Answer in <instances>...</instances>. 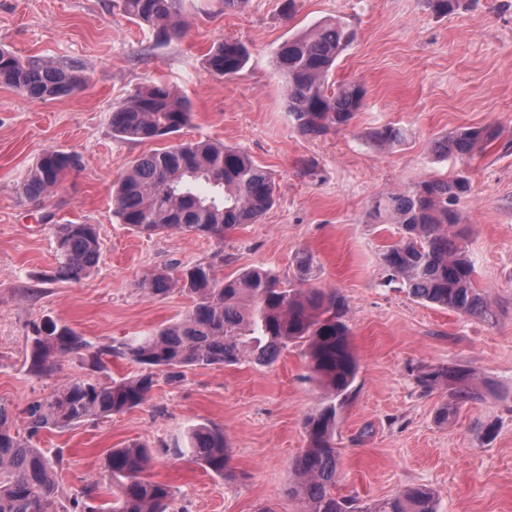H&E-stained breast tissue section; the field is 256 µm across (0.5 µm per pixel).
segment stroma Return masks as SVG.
Returning a JSON list of instances; mask_svg holds the SVG:
<instances>
[{"label": "stroma", "mask_w": 512, "mask_h": 512, "mask_svg": "<svg viewBox=\"0 0 512 512\" xmlns=\"http://www.w3.org/2000/svg\"><path fill=\"white\" fill-rule=\"evenodd\" d=\"M282 2L247 0L225 14L218 0H185V35L161 43L118 0H0V47L22 59L71 60L87 76L80 90L45 101L0 85V404L22 431L30 404L90 374L88 351L62 357L52 375L30 372L35 324L53 320L88 350L103 348L193 306L178 289L148 294L143 283L156 273L209 262L224 274L260 268L291 281L306 253L309 286L348 304L359 364L336 428L337 495L371 503L422 486L440 512H512V0H457L446 14L426 0H296L290 16ZM326 21L354 33L332 82H359L366 96L346 128L306 135L288 115L276 53ZM228 38L243 42L250 58L237 76L217 78L206 55ZM150 81L192 102L193 120L172 142L217 140L271 172L275 202L256 223L219 240L147 235L120 222L112 182L152 145L113 136L110 115ZM387 125L403 137L381 149L370 133ZM486 125L500 136L468 164L434 156L439 137ZM48 149L77 154L78 167L49 197L20 199L19 178ZM304 161L313 174L301 173ZM458 173L470 183L457 205L461 244L495 313L489 322L382 283L380 258L399 230L372 223V201ZM68 223L94 225L101 244L94 273L78 283L49 278L54 227ZM436 364L470 370L480 392L444 422L437 411L448 391L426 393L416 381ZM322 397L292 344L270 366L198 367L177 384L159 379L144 405L64 432L42 430L32 443L59 457L58 489L68 499L93 484L110 500L109 449L142 442L155 450L150 479L173 489L174 512H304L285 489L307 445L303 421ZM194 424L223 428L232 475L166 454Z\"/></svg>", "instance_id": "obj_1"}]
</instances>
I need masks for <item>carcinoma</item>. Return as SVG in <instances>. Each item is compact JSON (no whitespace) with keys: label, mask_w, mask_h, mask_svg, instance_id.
Returning <instances> with one entry per match:
<instances>
[{"label":"carcinoma","mask_w":512,"mask_h":512,"mask_svg":"<svg viewBox=\"0 0 512 512\" xmlns=\"http://www.w3.org/2000/svg\"><path fill=\"white\" fill-rule=\"evenodd\" d=\"M183 0H120L124 15L154 29L170 41L187 28ZM353 33L338 22H325L310 33L288 39L276 56L277 77L286 91L289 115L298 130L317 135L349 125L366 95L358 82L333 87L336 59ZM249 61L246 46L226 39L210 50L211 73L230 78ZM86 83L73 63L33 58L26 61L0 48V84L32 100L69 95ZM192 119V102L162 85L134 90L112 111V135L131 141H153L173 134ZM499 132L468 127L437 139L434 153L465 161ZM398 128L371 133L383 146L401 140ZM75 155L47 150L22 175L17 193L36 200L58 189L77 166ZM470 190L463 175L423 180L404 192L378 197L371 216L377 223L399 226L400 238L382 254L383 285L400 283L425 302L487 321L494 312L473 286L474 264L459 244L455 206ZM270 172L248 154L210 139L166 146L135 159L112 184V206L121 223L143 234L177 232L224 236L242 224H253L274 203ZM54 233L59 264L50 280L78 283L89 277L100 257L99 237L91 224H57ZM178 286L196 296L181 319L143 336L117 341L90 356L91 371L116 356L142 367L141 373L101 383L75 378L27 410L29 436L43 429L68 428L143 405L162 372L168 382L183 380L185 370L234 366L244 360L274 364L290 343L306 345L314 379L325 391L320 406L304 420L307 446L293 463L294 480L286 493L305 503V512H438L427 488H409L391 498L359 504L334 492L341 467L336 448L339 412L352 393L358 363L346 323L347 304L323 288H288L266 270L218 273L211 263H198L176 274L160 272L143 283L152 295ZM30 371L50 375L59 358L87 348L72 329L54 322L32 326ZM425 392L446 388L451 400L439 410L442 420L459 404L479 399L472 374L444 364L429 365L417 375ZM13 415L0 404V512H173L171 487L144 477L154 459L150 447L132 443L114 448L107 461L112 501L94 497L63 502L58 495L59 458L13 432ZM173 455L201 464L217 476L228 472L229 448L224 431L207 425L193 428Z\"/></svg>","instance_id":"obj_1"}]
</instances>
